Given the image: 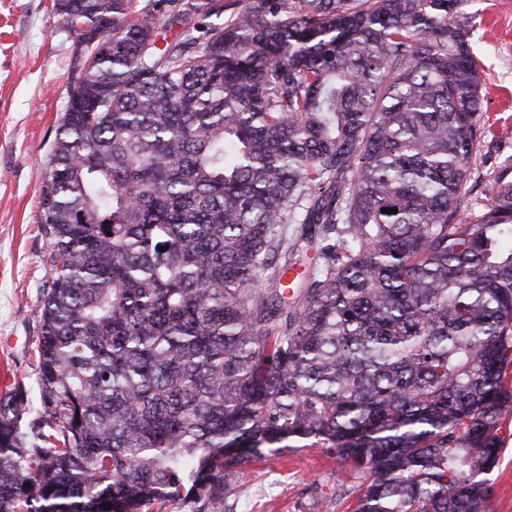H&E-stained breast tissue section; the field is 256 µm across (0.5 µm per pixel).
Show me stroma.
Returning a JSON list of instances; mask_svg holds the SVG:
<instances>
[{
	"label": "stroma",
	"instance_id": "35a3bbf8",
	"mask_svg": "<svg viewBox=\"0 0 512 512\" xmlns=\"http://www.w3.org/2000/svg\"><path fill=\"white\" fill-rule=\"evenodd\" d=\"M53 0H0V391L21 381L38 409L36 344L42 292L51 277L49 239L38 222L39 188L67 104L72 39ZM481 75V124L492 133L471 163L461 216L476 220L512 158V0H468ZM502 454L490 472L486 512H512V404L504 408ZM353 482L318 446L244 461L234 512H349Z\"/></svg>",
	"mask_w": 512,
	"mask_h": 512
}]
</instances>
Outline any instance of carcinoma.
<instances>
[{
  "mask_svg": "<svg viewBox=\"0 0 512 512\" xmlns=\"http://www.w3.org/2000/svg\"><path fill=\"white\" fill-rule=\"evenodd\" d=\"M465 2L54 0L83 63L0 512H233L243 456L309 438L358 480L352 512H484L512 180L460 217L490 134Z\"/></svg>",
  "mask_w": 512,
  "mask_h": 512,
  "instance_id": "cac0c4a2",
  "label": "carcinoma"
}]
</instances>
